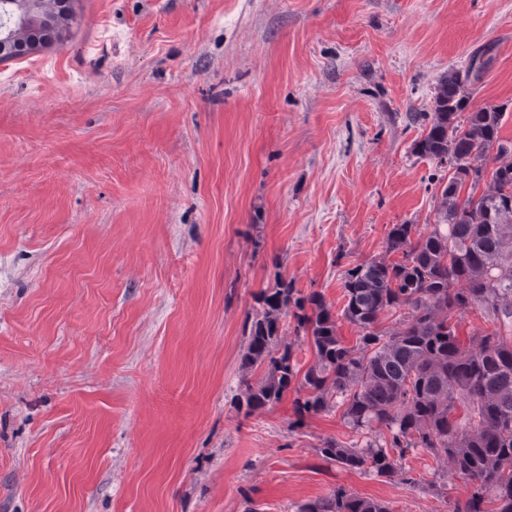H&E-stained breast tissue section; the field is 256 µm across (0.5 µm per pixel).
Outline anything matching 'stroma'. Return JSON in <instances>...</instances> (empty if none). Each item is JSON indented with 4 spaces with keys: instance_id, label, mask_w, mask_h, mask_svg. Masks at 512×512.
I'll return each mask as SVG.
<instances>
[{
    "instance_id": "35a3bbf8",
    "label": "stroma",
    "mask_w": 512,
    "mask_h": 512,
    "mask_svg": "<svg viewBox=\"0 0 512 512\" xmlns=\"http://www.w3.org/2000/svg\"><path fill=\"white\" fill-rule=\"evenodd\" d=\"M50 67L0 63V512H296L342 486L452 512L469 483L422 449L406 480L348 471L340 409L234 397L255 295L282 273L338 333L347 268L393 225L430 233L447 163L417 157L442 75L506 108L512 0H74Z\"/></svg>"
}]
</instances>
